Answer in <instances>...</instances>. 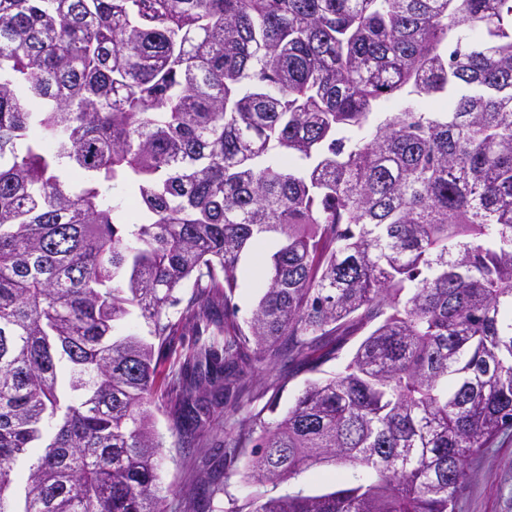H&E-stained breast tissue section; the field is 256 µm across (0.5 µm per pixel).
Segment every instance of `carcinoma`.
Segmentation results:
<instances>
[{
  "mask_svg": "<svg viewBox=\"0 0 512 512\" xmlns=\"http://www.w3.org/2000/svg\"><path fill=\"white\" fill-rule=\"evenodd\" d=\"M188 286L223 347L165 382ZM358 335L224 448L344 483L252 512H454L512 427V0H0V512H165L156 395L196 448L252 364ZM262 288L257 253L247 250L241 255L238 267V288L233 303L238 307L237 321L242 323L259 300Z\"/></svg>",
  "mask_w": 512,
  "mask_h": 512,
  "instance_id": "obj_1",
  "label": "carcinoma"
}]
</instances>
